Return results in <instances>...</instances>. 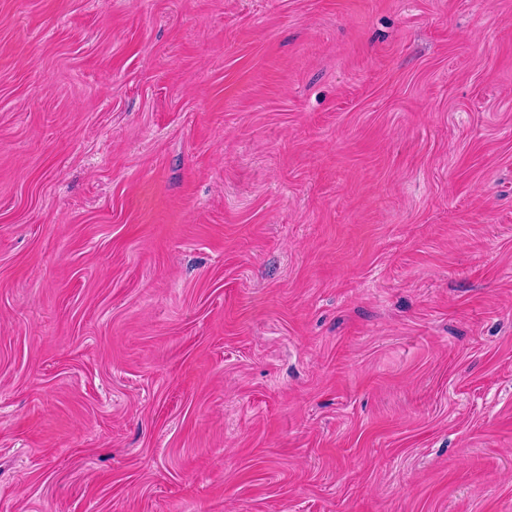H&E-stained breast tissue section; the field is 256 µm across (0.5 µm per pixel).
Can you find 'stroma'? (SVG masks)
<instances>
[{"mask_svg": "<svg viewBox=\"0 0 512 512\" xmlns=\"http://www.w3.org/2000/svg\"><path fill=\"white\" fill-rule=\"evenodd\" d=\"M0 512H512V0H0Z\"/></svg>", "mask_w": 512, "mask_h": 512, "instance_id": "stroma-1", "label": "stroma"}]
</instances>
